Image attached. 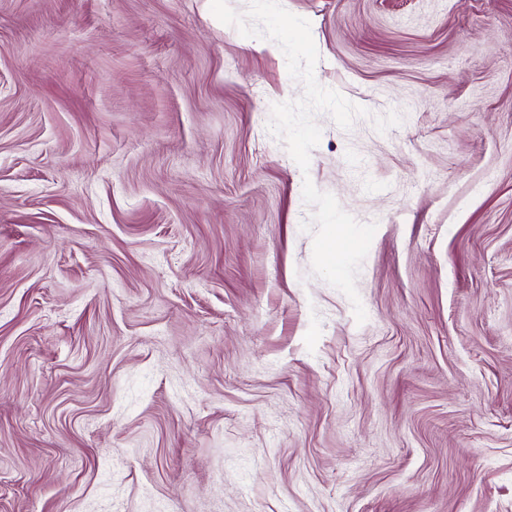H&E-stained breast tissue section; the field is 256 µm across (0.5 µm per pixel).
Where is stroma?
Here are the masks:
<instances>
[{"instance_id":"obj_1","label":"stroma","mask_w":512,"mask_h":512,"mask_svg":"<svg viewBox=\"0 0 512 512\" xmlns=\"http://www.w3.org/2000/svg\"><path fill=\"white\" fill-rule=\"evenodd\" d=\"M282 4L368 111L305 172L210 0H0V512H512V0Z\"/></svg>"}]
</instances>
